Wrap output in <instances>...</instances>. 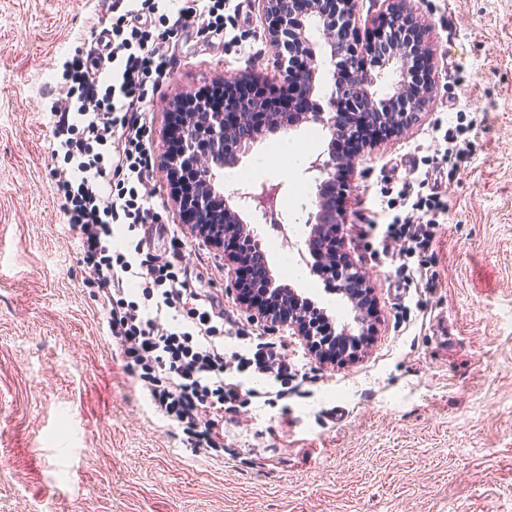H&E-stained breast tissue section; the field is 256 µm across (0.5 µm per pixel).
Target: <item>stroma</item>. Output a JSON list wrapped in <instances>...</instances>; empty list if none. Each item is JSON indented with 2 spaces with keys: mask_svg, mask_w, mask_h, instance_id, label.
Wrapping results in <instances>:
<instances>
[{
  "mask_svg": "<svg viewBox=\"0 0 512 512\" xmlns=\"http://www.w3.org/2000/svg\"><path fill=\"white\" fill-rule=\"evenodd\" d=\"M435 92L418 121L351 159L342 210H380L437 164L450 100L482 115L472 159L438 190L449 204L428 261L435 286L404 290L397 262L365 259L373 339L346 364L290 351L305 398L225 421L235 458L193 456L144 404L54 199L49 98L59 58L110 23L103 0H0V512H512V0H406ZM278 81L256 0L193 40L148 106L154 157L170 104L219 80ZM287 206L302 167L263 170ZM316 209L289 210L306 223ZM336 328L352 303L304 289ZM341 406L333 422L329 410Z\"/></svg>",
  "mask_w": 512,
  "mask_h": 512,
  "instance_id": "stroma-1",
  "label": "stroma"
}]
</instances>
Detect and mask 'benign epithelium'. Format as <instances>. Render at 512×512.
<instances>
[{
    "label": "benign epithelium",
    "mask_w": 512,
    "mask_h": 512,
    "mask_svg": "<svg viewBox=\"0 0 512 512\" xmlns=\"http://www.w3.org/2000/svg\"><path fill=\"white\" fill-rule=\"evenodd\" d=\"M387 7L375 17L368 32L381 29L386 38L377 46L371 37L360 35L354 0H258L266 32L275 48L274 63L282 76V87L292 86L301 94L313 93L319 71L341 59L353 66L349 76L336 81L328 103L334 110L299 113L279 110L280 118L266 123L273 131L290 130L302 121L324 126L330 135L350 134L354 128L336 110L338 103L349 101L364 125H374L392 134L407 127L409 114L422 109L432 97L434 81H428L414 95L407 94L409 68L429 58L420 37V27L398 0H385ZM312 18L322 21L327 40L311 41L308 24ZM224 91L223 105L206 112H184L171 124L163 168L173 183L175 202L183 222L194 232L220 242L224 260L231 265L228 291L245 305L253 321L262 328L288 327L292 335L309 344L311 352L323 356L336 353L334 337L319 327L316 316L299 307L293 289L275 290L243 276L256 249L257 233L244 221L236 220L238 232L229 237L221 224L241 212L273 207L280 186H250L235 192L237 204L229 205L224 187L213 170L215 165L235 163L249 152L256 140L252 124L257 115L273 113L262 97H243L240 82L218 83ZM349 158L336 155L334 147L308 162L306 172L313 174L316 188V212L308 223L314 227L312 241L306 243L310 256L317 259L315 272L334 284V291H347L346 285L363 280V273L352 261L329 263L336 253V227L340 211L336 194H345L349 182L345 176Z\"/></svg>",
    "instance_id": "benign-epithelium-1"
}]
</instances>
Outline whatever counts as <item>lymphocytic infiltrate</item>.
<instances>
[{"label":"lymphocytic infiltrate","mask_w":512,"mask_h":512,"mask_svg":"<svg viewBox=\"0 0 512 512\" xmlns=\"http://www.w3.org/2000/svg\"><path fill=\"white\" fill-rule=\"evenodd\" d=\"M225 7V0H112L104 47L76 49L58 64L66 98L48 106L50 153L62 161L52 172L58 210L96 290L107 335L150 409L204 458L223 447L225 417L300 390L287 337L253 335L225 308L223 294L194 285L183 230L160 222L144 192L153 173L147 99L189 40L188 17L206 18L205 34L220 35ZM390 207L384 224L361 207L350 232L378 239L374 258L400 252L405 286L432 287L427 258L446 201L435 191L415 194L406 181Z\"/></svg>","instance_id":"1"}]
</instances>
